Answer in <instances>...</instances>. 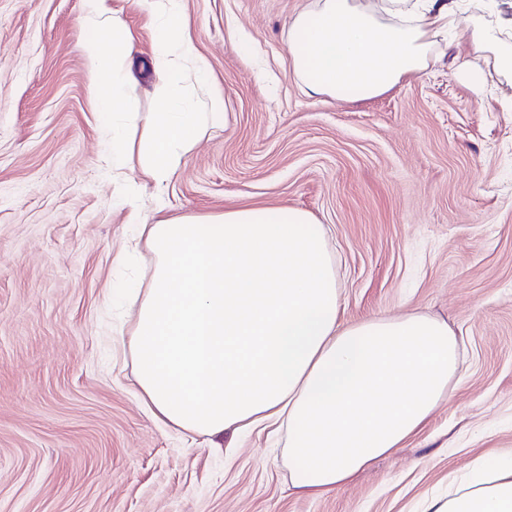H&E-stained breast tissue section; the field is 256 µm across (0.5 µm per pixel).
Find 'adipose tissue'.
I'll list each match as a JSON object with an SVG mask.
<instances>
[{"label":"adipose tissue","mask_w":512,"mask_h":512,"mask_svg":"<svg viewBox=\"0 0 512 512\" xmlns=\"http://www.w3.org/2000/svg\"><path fill=\"white\" fill-rule=\"evenodd\" d=\"M83 43L91 95L112 152L113 180L137 165L162 185L201 135L225 124L221 92L189 34L183 0H148L151 57L136 61L108 0H84ZM465 26L476 50L512 70V43L457 0H317L288 29L292 69L309 96L368 100L433 61V32ZM146 69L159 111H138L133 73ZM119 204L136 234L116 257L149 259L148 278L118 282L105 304L131 320L120 348L132 360L136 396L161 424L208 440L284 431L296 493L320 497L401 448L445 402L463 341L421 314L340 317L337 269L323 225L306 211L244 207L148 222L139 198ZM424 512H512V450L476 456L445 502Z\"/></svg>","instance_id":"ef3b65f1"}]
</instances>
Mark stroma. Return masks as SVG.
<instances>
[{
    "mask_svg": "<svg viewBox=\"0 0 512 512\" xmlns=\"http://www.w3.org/2000/svg\"><path fill=\"white\" fill-rule=\"evenodd\" d=\"M316 2L183 0L228 122L158 189L133 170L120 184L103 175L82 0H0V512H423L472 458L512 448V73L458 33L381 96H308L288 25ZM112 10L134 59L149 58L147 8ZM124 186L155 218L310 213L329 231L343 322L418 311L463 337L449 401L320 498L292 491L284 435L214 448L163 427L113 356L123 323L101 304L133 233Z\"/></svg>",
    "mask_w": 512,
    "mask_h": 512,
    "instance_id": "stroma-1",
    "label": "stroma"
}]
</instances>
